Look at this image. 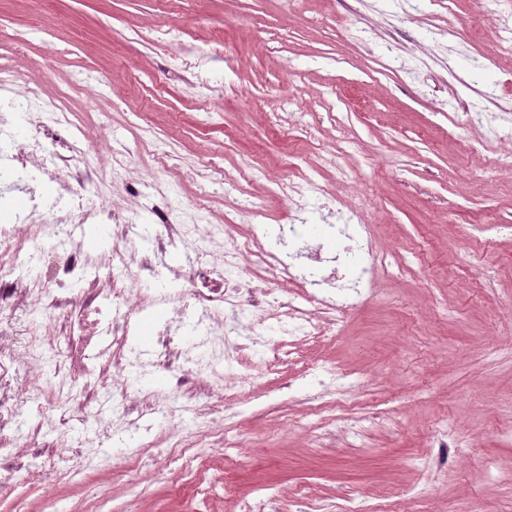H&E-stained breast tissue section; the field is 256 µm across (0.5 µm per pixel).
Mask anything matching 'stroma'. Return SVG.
Segmentation results:
<instances>
[{
  "label": "stroma",
  "mask_w": 512,
  "mask_h": 512,
  "mask_svg": "<svg viewBox=\"0 0 512 512\" xmlns=\"http://www.w3.org/2000/svg\"><path fill=\"white\" fill-rule=\"evenodd\" d=\"M508 13L512 0H44L37 11L0 0V61L81 113V148L120 209L153 223L161 197L181 211L203 195L209 223L242 224V201L263 196L283 224L276 185L302 176L326 190L320 213L357 207L377 253L410 266L336 335L301 349L362 377L360 407L384 410L389 424L352 447L327 417L332 445L313 446L298 418L320 389L315 367L273 411L225 410L246 447L203 448L161 475L169 422L144 417L126 434L125 468L114 467L112 411L91 393L84 411L58 405L40 430L53 449L41 467L66 476L58 512H239L259 499L287 506L299 486L341 507H375L385 488L399 506L421 495L433 512H512V443L501 435L512 414L498 409L512 398V234L467 235L471 224L512 225V55L495 52ZM452 18L458 35L440 46L434 33ZM159 25L187 30L171 52L154 44ZM217 34L226 53L206 62L202 85L173 57ZM490 109L501 114L493 132L459 122ZM147 127L170 161L143 140ZM327 150L335 163L324 167ZM201 158L238 175L235 188L206 178ZM444 414L464 444L442 456L426 436ZM61 434L70 445L58 450ZM41 485L0 483V512H49Z\"/></svg>",
  "instance_id": "stroma-1"
}]
</instances>
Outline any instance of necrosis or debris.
I'll return each instance as SVG.
<instances>
[{
  "label": "necrosis or debris",
  "instance_id": "obj_1",
  "mask_svg": "<svg viewBox=\"0 0 512 512\" xmlns=\"http://www.w3.org/2000/svg\"><path fill=\"white\" fill-rule=\"evenodd\" d=\"M14 73L0 76V180L28 194L31 210L0 224V337L7 314L27 307L31 316L23 345L0 344V357L20 367L41 359L54 365L59 386L46 390L40 378L25 376L12 401L0 398V482L28 471L43 452L37 432L29 427L24 410L30 402L53 407L61 399L76 400L86 384L73 368L65 348L54 346L57 326L69 336H105L109 343L94 348L87 359L100 364L98 393L118 404V417L172 413L181 400L201 424L195 439L172 427L168 456L182 458L193 447H211V421L223 410L249 402L250 371L234 374L221 385L206 377L207 364L199 346L216 340L232 343L235 355H248L253 346L266 347L273 360L286 362L294 349L338 328L348 312L377 292L385 261L374 250L367 224H331L323 242L308 245L297 224L266 223V202L247 203V227L237 224H200L196 217H163L155 224L127 219L112 226V250L103 267L120 276L121 285L73 292L74 270L68 257L76 240V224H98L108 206L63 210L39 192L42 173L57 174L67 192L99 195L91 165L82 153L61 155L47 137L52 126L66 123L58 97L44 96L37 85L16 91ZM33 118L36 133L27 146L14 139L13 120ZM187 249L182 264L160 274L158 267L175 250ZM254 268L266 287L246 283L242 275ZM155 310L166 311L155 328L154 349L144 352L135 341L141 319ZM193 320L203 334L199 346H185L180 330ZM153 368L164 371L172 396L134 387L130 373ZM352 374L325 368L320 392L308 398L307 414L333 416L352 438L375 425L388 423L378 415L365 417L355 401Z\"/></svg>",
  "mask_w": 512,
  "mask_h": 512
}]
</instances>
